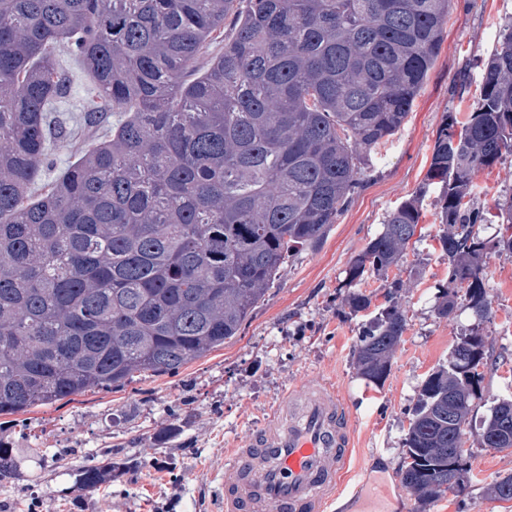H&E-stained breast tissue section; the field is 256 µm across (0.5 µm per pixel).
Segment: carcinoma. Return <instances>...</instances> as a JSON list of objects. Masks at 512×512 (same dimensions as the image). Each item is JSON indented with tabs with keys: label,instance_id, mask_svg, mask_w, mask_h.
Segmentation results:
<instances>
[{
	"label": "carcinoma",
	"instance_id": "cac0c4a2",
	"mask_svg": "<svg viewBox=\"0 0 512 512\" xmlns=\"http://www.w3.org/2000/svg\"><path fill=\"white\" fill-rule=\"evenodd\" d=\"M450 0H0V416L175 372L237 335L288 260L319 241L360 185L372 152L403 125L442 42ZM224 51L185 80L210 42ZM67 42L93 85L89 122L111 135L44 183L67 131L47 124L69 77ZM465 121L446 113L426 181L448 258L439 315L456 299L490 317L489 248L512 253V193L488 222L474 179L512 154V20L481 62ZM421 218L403 201L346 270L399 265ZM393 283L360 331L359 375L380 384L407 326ZM496 365L478 333L419 390L405 437L403 486L456 496L464 427ZM512 437V401L490 409L480 438ZM17 470L0 442V477ZM106 458L79 469L93 491L117 477Z\"/></svg>",
	"mask_w": 512,
	"mask_h": 512
}]
</instances>
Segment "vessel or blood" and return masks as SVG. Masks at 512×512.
<instances>
[{
  "label": "vessel or blood",
  "instance_id": "b4317fda",
  "mask_svg": "<svg viewBox=\"0 0 512 512\" xmlns=\"http://www.w3.org/2000/svg\"><path fill=\"white\" fill-rule=\"evenodd\" d=\"M353 411L329 383L301 384L224 455L211 512H325L352 472Z\"/></svg>",
  "mask_w": 512,
  "mask_h": 512
}]
</instances>
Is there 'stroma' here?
I'll use <instances>...</instances> for the list:
<instances>
[{"instance_id":"35a3bbf8","label":"stroma","mask_w":512,"mask_h":512,"mask_svg":"<svg viewBox=\"0 0 512 512\" xmlns=\"http://www.w3.org/2000/svg\"><path fill=\"white\" fill-rule=\"evenodd\" d=\"M511 18L512 0H451L435 64L403 125L372 154L363 181L324 237L288 263L223 347L174 373L139 376L118 389L1 418L0 439L16 448L19 464L15 475L0 478V512H209V475L223 464L225 448L259 424L281 392L321 379L334 381L348 399L360 448L329 512H359L358 490L376 479L390 487L389 512H512V501L492 493L497 480L512 474V450L478 444L494 402L512 400V254L487 255L489 320L478 322L462 305L439 316L448 262L438 242L440 188L425 183L445 113L462 118L470 112L481 84L472 63L491 54ZM57 59L70 75L69 104L50 119L65 122L71 145L54 151L56 174L112 131L108 117L75 121L93 85L66 45L58 46ZM475 183V204L493 208L512 190V155L480 171ZM420 190L421 238L398 266L365 275L354 290L369 296L371 307L354 312L344 282L350 262L381 232L387 214ZM398 279L406 284L397 299L408 324L385 382L376 387L357 373L358 335ZM474 331L505 362L488 373L484 399L465 428L472 459L464 495L426 503L398 478L410 412L426 376ZM102 456L124 462L122 474L89 493L74 489L75 470Z\"/></svg>"}]
</instances>
